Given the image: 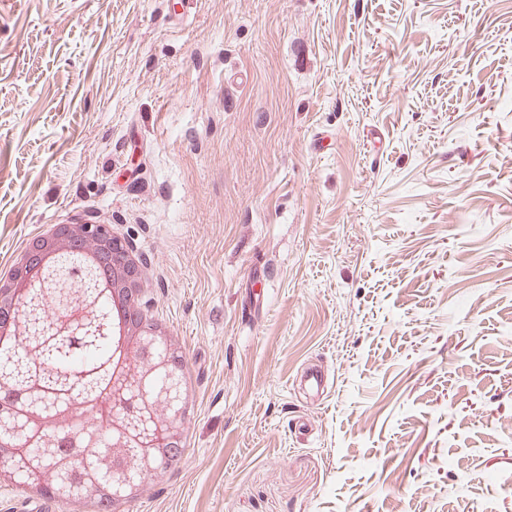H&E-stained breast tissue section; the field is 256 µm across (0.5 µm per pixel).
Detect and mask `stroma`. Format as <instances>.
I'll use <instances>...</instances> for the list:
<instances>
[{
    "label": "stroma",
    "instance_id": "35a3bbf8",
    "mask_svg": "<svg viewBox=\"0 0 512 512\" xmlns=\"http://www.w3.org/2000/svg\"><path fill=\"white\" fill-rule=\"evenodd\" d=\"M75 219L195 388L126 512H512V0H0V272Z\"/></svg>",
    "mask_w": 512,
    "mask_h": 512
}]
</instances>
